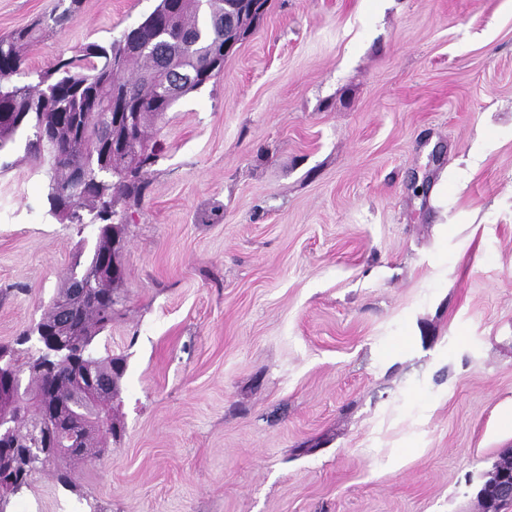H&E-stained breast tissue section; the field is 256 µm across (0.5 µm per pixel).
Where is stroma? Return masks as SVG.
Wrapping results in <instances>:
<instances>
[{
    "label": "stroma",
    "mask_w": 512,
    "mask_h": 512,
    "mask_svg": "<svg viewBox=\"0 0 512 512\" xmlns=\"http://www.w3.org/2000/svg\"><path fill=\"white\" fill-rule=\"evenodd\" d=\"M58 0H0V34ZM156 0H83L48 70ZM112 194L123 281L100 355L120 436L6 512H482L512 448V0H269ZM0 172V344L96 225Z\"/></svg>",
    "instance_id": "1"
}]
</instances>
